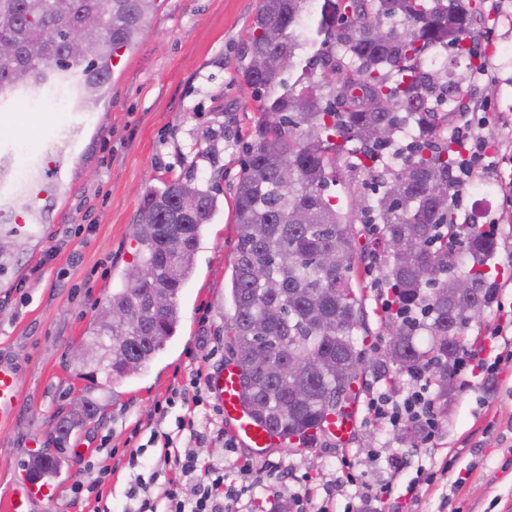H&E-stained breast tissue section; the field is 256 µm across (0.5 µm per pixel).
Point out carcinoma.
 <instances>
[{"label": "carcinoma", "mask_w": 512, "mask_h": 512, "mask_svg": "<svg viewBox=\"0 0 512 512\" xmlns=\"http://www.w3.org/2000/svg\"><path fill=\"white\" fill-rule=\"evenodd\" d=\"M156 0H0V105L42 89L70 86L77 111L101 99L112 58L152 26ZM315 0H260L236 57V73L260 102V117L242 141V174L235 188L237 244L232 264L230 320L233 358L242 369V399L253 419L282 439L313 447L327 415L341 417L357 399L365 340L358 336L360 300L351 276L352 227L325 194L338 161L378 170L375 204L382 224L385 282L395 312L385 358L390 367L424 374L442 391L464 332L478 308L494 301L497 284L482 268L495 238L456 224L451 191L459 183L452 139L444 136L457 82L430 71L424 58L437 46L460 54L470 38L473 8L464 0H322L306 33L299 27ZM99 51L75 57L70 42L88 20ZM386 29L379 28L380 23ZM55 29L46 41L45 27ZM310 49L311 56L302 58ZM300 74L291 84L282 61ZM417 136L408 144L407 130ZM385 137L369 139L366 131ZM218 209L214 187L188 170L144 192L135 218L139 273L112 292L103 313L98 365L119 377L137 375L174 335L178 294L191 276L204 226ZM403 239L416 249L387 250ZM181 241L178 250L170 249ZM462 246L463 264L448 242ZM330 253L341 259L326 264ZM467 271L474 295L457 294L454 274ZM157 295L169 297L160 310ZM268 355L282 372L263 371Z\"/></svg>", "instance_id": "carcinoma-1"}]
</instances>
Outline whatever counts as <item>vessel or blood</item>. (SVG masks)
I'll return each mask as SVG.
<instances>
[{"instance_id":"1","label":"vessel or blood","mask_w":512,"mask_h":512,"mask_svg":"<svg viewBox=\"0 0 512 512\" xmlns=\"http://www.w3.org/2000/svg\"><path fill=\"white\" fill-rule=\"evenodd\" d=\"M92 113H70L68 126L59 135V143L49 144L30 159L31 176L15 175L13 166L17 155V143L8 137H0V214L8 218V229L17 234L38 237L39 227L27 216L14 214L10 200L18 195L26 196L35 206H42L48 199L50 183L56 182L64 163L62 144L71 143L74 137L91 124ZM207 390L221 406L225 420L230 424L234 437L248 447L262 449L270 447L273 439L269 432L258 425L244 410L241 403L240 369L235 363H227L213 370L207 377ZM20 392L16 369L0 361V424H8L17 409ZM51 494V487L34 475L23 474L0 512H31L33 501Z\"/></svg>"}]
</instances>
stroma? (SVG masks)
<instances>
[{"label": "stroma", "instance_id": "obj_1", "mask_svg": "<svg viewBox=\"0 0 512 512\" xmlns=\"http://www.w3.org/2000/svg\"><path fill=\"white\" fill-rule=\"evenodd\" d=\"M480 19L471 46L477 57L493 60L487 76L469 79L468 58L434 49L459 83L458 105L449 106L448 126L468 125L489 147L493 167L483 182L464 179L452 212L460 224L498 225L497 256L490 275L499 283L496 302L466 330L465 346L477 348L498 332L505 350L490 383L458 376L447 395L430 387L438 417L432 444L383 427L369 415L372 394L405 395L414 384L408 374L393 381L366 375L357 398L354 430L346 443L325 436L311 448L278 444L256 452L245 445L225 451L220 443H198L175 433L174 444L199 458L220 457L226 471L235 462L260 471L248 512H278L288 494L342 482L335 512L359 502L364 487L390 485L389 495L367 512H512V0H468ZM259 0H157L152 34L126 50L95 108L97 123L69 153L60 172L61 190L42 226L40 238L0 231V247L11 261L0 277V360L14 363L22 398L13 422L0 427V500L6 498L37 448L58 445L54 427L71 424L61 444V465L50 482L52 497L36 501L31 512H94V500L76 501L75 482H89L108 468L104 490L112 512L131 507L126 491L135 478L163 483L161 448L150 444L153 426L175 432V418L158 421L155 405L170 389L188 385L193 372H212L231 361L227 326L235 250L234 193L241 175L236 139L246 137L260 116L258 102L235 71L237 45ZM14 124L5 133L22 152L46 147L57 120L28 102L14 105ZM216 145L218 164L200 153ZM195 166L201 181H215L220 207L205 227L194 256V272L182 288L180 323L174 335L142 373L112 378L86 368L77 377L75 349L90 343L100 307L119 287L135 259L134 223L144 191L162 179ZM374 178L343 170L327 193L349 213L354 246V279L363 299L369 331L366 358L381 359L390 339L384 303L385 271L375 259L376 224L364 223L362 208L373 203ZM85 225L75 234L76 225ZM90 389L101 406L85 420L74 405L75 390ZM143 447L136 466L129 451ZM431 476L415 484L417 468Z\"/></svg>", "mask_w": 512, "mask_h": 512}]
</instances>
